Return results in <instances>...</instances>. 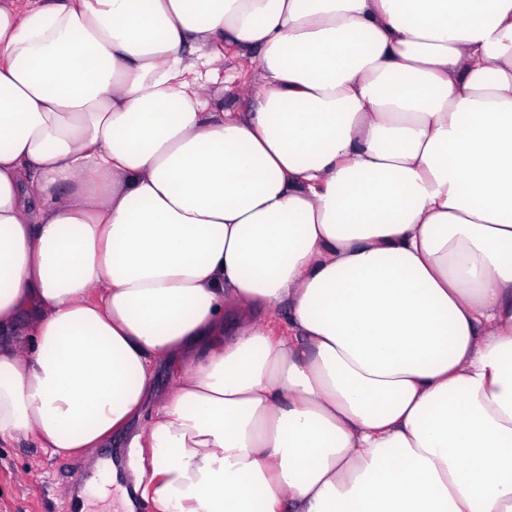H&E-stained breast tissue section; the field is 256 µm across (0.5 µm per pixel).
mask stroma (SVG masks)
<instances>
[{"label":"stroma","instance_id":"1","mask_svg":"<svg viewBox=\"0 0 512 512\" xmlns=\"http://www.w3.org/2000/svg\"><path fill=\"white\" fill-rule=\"evenodd\" d=\"M257 52L242 53L228 47L218 81L211 86L215 100L225 111L242 112L260 94ZM116 472L105 498L91 499L92 512H135L128 502L133 485L132 451L124 438L105 449H90L78 458L50 455L28 440L0 445V512H65L70 483L89 478L96 464Z\"/></svg>","mask_w":512,"mask_h":512}]
</instances>
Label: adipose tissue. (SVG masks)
<instances>
[{
    "label": "adipose tissue",
    "mask_w": 512,
    "mask_h": 512,
    "mask_svg": "<svg viewBox=\"0 0 512 512\" xmlns=\"http://www.w3.org/2000/svg\"><path fill=\"white\" fill-rule=\"evenodd\" d=\"M123 434L151 512H512V0H0V442ZM262 89L257 51L242 54L237 48L224 47V66L215 84L211 85L213 99L224 103V111L244 112Z\"/></svg>",
    "instance_id": "adipose-tissue-1"
}]
</instances>
